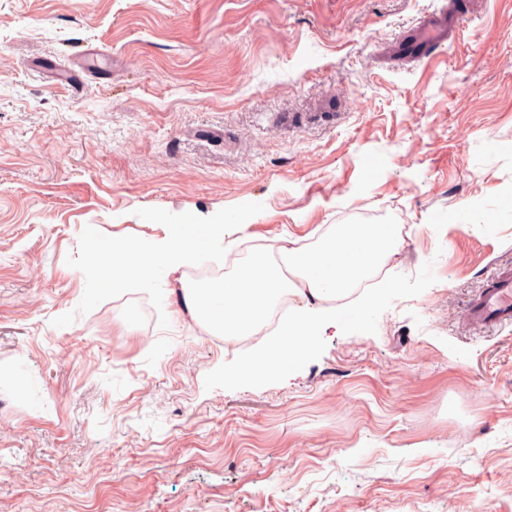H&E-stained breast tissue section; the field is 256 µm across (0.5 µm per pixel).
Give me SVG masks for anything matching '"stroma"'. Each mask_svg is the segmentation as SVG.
I'll use <instances>...</instances> for the list:
<instances>
[{
  "mask_svg": "<svg viewBox=\"0 0 512 512\" xmlns=\"http://www.w3.org/2000/svg\"><path fill=\"white\" fill-rule=\"evenodd\" d=\"M454 2L419 63L441 0H0V512H512V324L465 322L512 269V0ZM247 202L223 271L391 215L386 274L437 281L262 388L206 390L244 347L195 265L53 326L85 227ZM449 3L432 13L430 22L412 29L410 35L401 39V50L406 56L420 61L446 41V18L452 8Z\"/></svg>",
  "mask_w": 512,
  "mask_h": 512,
  "instance_id": "stroma-1",
  "label": "stroma"
}]
</instances>
